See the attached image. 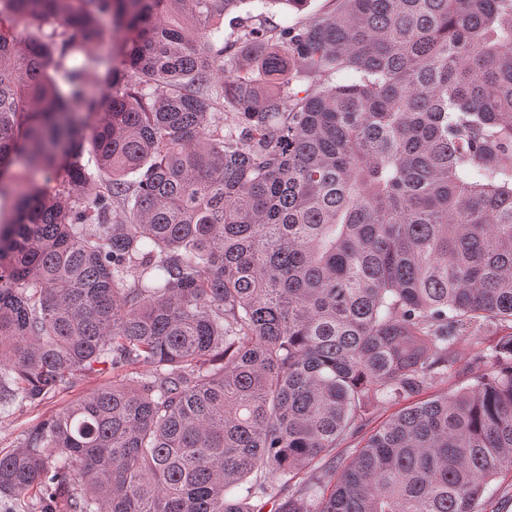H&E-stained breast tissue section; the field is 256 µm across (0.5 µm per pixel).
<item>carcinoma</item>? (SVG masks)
<instances>
[{"mask_svg":"<svg viewBox=\"0 0 512 512\" xmlns=\"http://www.w3.org/2000/svg\"><path fill=\"white\" fill-rule=\"evenodd\" d=\"M243 2L0 0V404L113 373L0 450V496L477 512L512 471V0L226 39ZM482 332L473 384L337 460ZM410 403H404V402H379V403H373L369 406V423L367 427L363 430V432L358 435L357 438L347 441L345 444L342 445L341 448H338L336 450V453H339L338 455L346 458L349 455H351L356 448H359L362 445V441L364 436L367 435V433H370V431L381 424L388 421L390 418H392L395 414H397L399 411H401L404 407L409 405Z\"/></svg>","mask_w":512,"mask_h":512,"instance_id":"obj_1","label":"carcinoma"}]
</instances>
